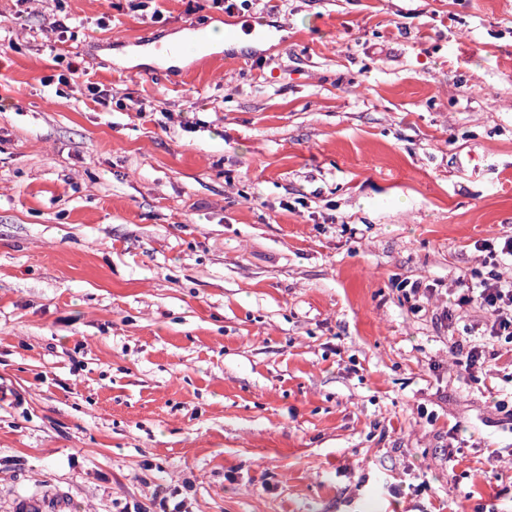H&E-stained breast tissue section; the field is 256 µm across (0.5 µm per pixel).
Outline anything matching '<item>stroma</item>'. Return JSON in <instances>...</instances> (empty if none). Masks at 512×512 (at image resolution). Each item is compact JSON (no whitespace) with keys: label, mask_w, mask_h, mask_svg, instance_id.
<instances>
[{"label":"stroma","mask_w":512,"mask_h":512,"mask_svg":"<svg viewBox=\"0 0 512 512\" xmlns=\"http://www.w3.org/2000/svg\"><path fill=\"white\" fill-rule=\"evenodd\" d=\"M232 2L0 0V512H512V0ZM462 293L458 305L478 306L491 317L489 336L512 339V279L491 271L487 277L474 272L458 277ZM485 346L474 343L473 340L461 337L451 343L450 353L454 357L455 364L470 377H474V371L478 368L483 356L486 358ZM73 503L63 493L45 497L24 498L16 501L12 512H71Z\"/></svg>","instance_id":"stroma-1"}]
</instances>
